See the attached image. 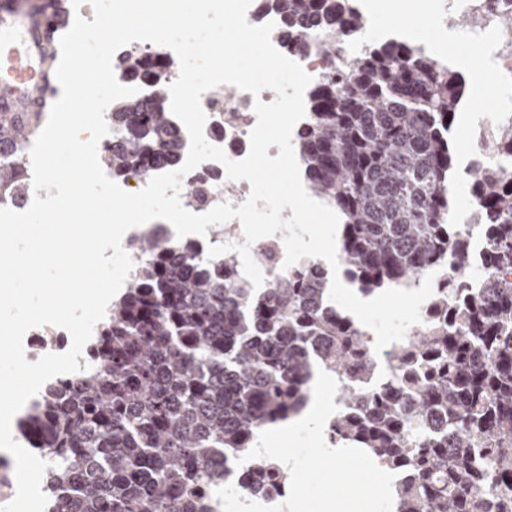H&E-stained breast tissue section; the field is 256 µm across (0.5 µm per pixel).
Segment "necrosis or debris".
I'll use <instances>...</instances> for the list:
<instances>
[{
	"label": "necrosis or debris",
	"mask_w": 512,
	"mask_h": 512,
	"mask_svg": "<svg viewBox=\"0 0 512 512\" xmlns=\"http://www.w3.org/2000/svg\"><path fill=\"white\" fill-rule=\"evenodd\" d=\"M456 12L476 15L481 19L478 29L470 32L462 49L465 53L482 60L484 71L491 78L498 92L512 94V0H436L427 31H415L413 45L425 54L442 57V44L448 39V15ZM274 91L263 90L260 96L242 91L231 85H221L206 91L201 104L206 113L204 136L215 146L221 147L227 158L239 161L249 151V134L257 117L255 100L274 101ZM512 130V104L502 103L491 112H473L466 128L467 164L471 175L496 172L512 178V166L503 165L498 154L497 137ZM197 185V196H182L183 206L194 213L209 211L222 202L240 205L250 195L248 181H231L223 164L207 161L186 176ZM455 236L470 251L474 263L462 269L450 266L435 268L434 286H441L447 277H455L469 289L478 290L493 282L512 283V272L497 270L486 264L488 241L477 232L468 211L450 217ZM24 350L28 361H37L43 355L61 354L72 344L69 332L57 326H42L29 330L24 337ZM212 477L197 496L204 503L206 512H236L240 497L269 506L281 504L287 497L288 474L281 468L273 471L246 473L236 455H226L224 461L213 463Z\"/></svg>",
	"instance_id": "obj_1"
}]
</instances>
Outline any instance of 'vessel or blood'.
Masks as SVG:
<instances>
[{"mask_svg": "<svg viewBox=\"0 0 512 512\" xmlns=\"http://www.w3.org/2000/svg\"><path fill=\"white\" fill-rule=\"evenodd\" d=\"M58 26L40 0H0V113L31 132L57 85Z\"/></svg>", "mask_w": 512, "mask_h": 512, "instance_id": "obj_1", "label": "vessel or blood"}]
</instances>
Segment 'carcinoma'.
<instances>
[{
  "label": "carcinoma",
  "instance_id": "cac0c4a2",
  "mask_svg": "<svg viewBox=\"0 0 512 512\" xmlns=\"http://www.w3.org/2000/svg\"><path fill=\"white\" fill-rule=\"evenodd\" d=\"M260 2L282 15L288 43L308 38L323 63L295 146L309 189L339 215L349 279L370 294L407 287L448 255L468 266L448 231L463 76L394 38L338 68L336 44L358 23L351 0ZM117 73L151 94L112 104L101 163L119 177L176 167L186 142L167 53L124 55ZM23 143L0 115V197L16 202L29 184L8 154ZM470 194L486 262L512 269V180L483 174ZM131 248L142 262L94 342L98 369L72 394L50 389L23 425L51 457L49 486L74 489L68 512H199L188 501L211 461L248 453L260 430L298 413L317 365L349 409L336 413V440L411 476L393 487L395 512H512V284L469 294L447 279L429 299L434 321L365 390L378 361L353 319L326 306V278L304 267L256 290L187 242L148 233ZM408 417L441 428L412 438Z\"/></svg>",
  "mask_w": 512,
  "mask_h": 512
}]
</instances>
